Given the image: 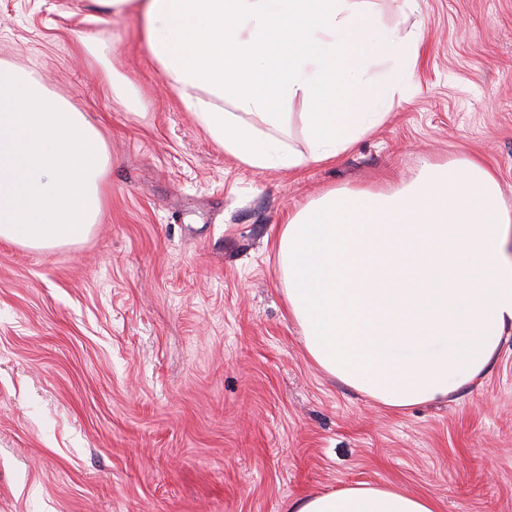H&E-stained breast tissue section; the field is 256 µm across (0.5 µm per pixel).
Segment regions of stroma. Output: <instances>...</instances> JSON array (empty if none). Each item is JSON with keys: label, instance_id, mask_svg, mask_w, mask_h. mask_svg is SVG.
<instances>
[{"label": "stroma", "instance_id": "obj_1", "mask_svg": "<svg viewBox=\"0 0 512 512\" xmlns=\"http://www.w3.org/2000/svg\"><path fill=\"white\" fill-rule=\"evenodd\" d=\"M376 10L419 37L407 96L336 161L288 172L225 154L135 15L0 0V63L84 112L110 155L85 240L0 242V512H286L355 483L512 512V335L469 387L393 411L319 370L285 304L275 238L327 190L474 157L512 205V0Z\"/></svg>", "mask_w": 512, "mask_h": 512}]
</instances>
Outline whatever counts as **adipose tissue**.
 <instances>
[{"label":"adipose tissue","instance_id":"obj_1","mask_svg":"<svg viewBox=\"0 0 512 512\" xmlns=\"http://www.w3.org/2000/svg\"><path fill=\"white\" fill-rule=\"evenodd\" d=\"M139 36L201 127L255 169L335 159L389 116L418 56L373 0H104ZM386 65L383 76L372 67ZM301 104L305 147L288 141ZM289 315L325 374L392 409L472 384L512 334V206L474 158L410 184L326 191L277 237ZM287 512H436L432 499L357 483Z\"/></svg>","mask_w":512,"mask_h":512}]
</instances>
